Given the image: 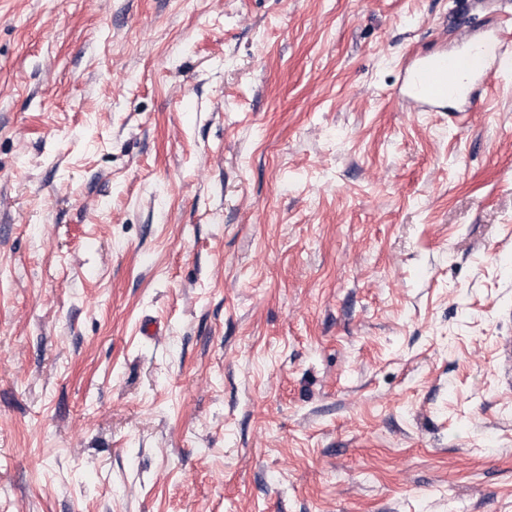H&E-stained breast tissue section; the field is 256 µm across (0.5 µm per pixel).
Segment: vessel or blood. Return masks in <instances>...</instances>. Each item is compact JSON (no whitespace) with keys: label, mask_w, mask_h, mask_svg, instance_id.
<instances>
[{"label":"vessel or blood","mask_w":512,"mask_h":512,"mask_svg":"<svg viewBox=\"0 0 512 512\" xmlns=\"http://www.w3.org/2000/svg\"><path fill=\"white\" fill-rule=\"evenodd\" d=\"M512 68V33L502 25L483 27L457 54L408 58L396 97L412 112L463 116L478 103L479 89L497 73Z\"/></svg>","instance_id":"vessel-or-blood-1"}]
</instances>
